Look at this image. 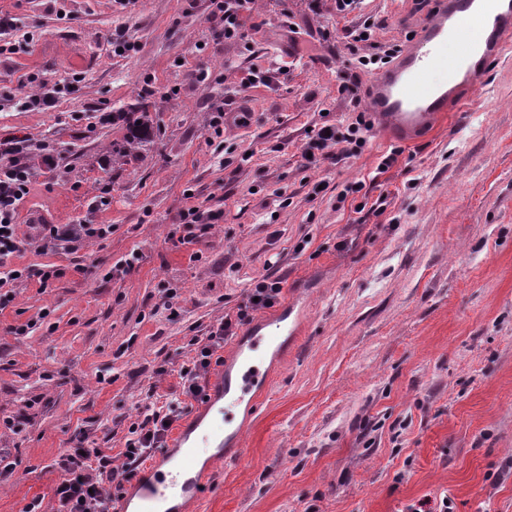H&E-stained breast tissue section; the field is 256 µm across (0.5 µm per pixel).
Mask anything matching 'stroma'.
<instances>
[{"instance_id": "1", "label": "stroma", "mask_w": 512, "mask_h": 512, "mask_svg": "<svg viewBox=\"0 0 512 512\" xmlns=\"http://www.w3.org/2000/svg\"><path fill=\"white\" fill-rule=\"evenodd\" d=\"M432 2L362 0L342 18L336 0H257L246 36L228 42L207 0H0V21L25 34L0 56V141L64 157L49 171L31 156L20 209L107 230L43 253L19 227L12 265L63 274L22 282L0 309V449L16 464L0 476V512H54L50 464L64 449L122 463L147 393L191 414L179 377L191 339L265 276L281 280L299 334L256 409L238 411L242 456L213 461L184 512L420 500L436 512L444 498L449 512H512V46L432 131L370 133L335 164L303 157L312 129L354 122L339 87L373 76L356 56L407 45ZM367 21L369 40L351 43ZM121 40L133 50L116 53ZM278 67L286 81L240 88L242 74ZM28 74L72 90L54 108L21 107ZM215 102L228 115L218 138ZM142 104L153 143L113 152ZM192 206L217 220L182 245L174 217ZM169 288L173 320L158 311Z\"/></svg>"}]
</instances>
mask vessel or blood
Wrapping results in <instances>:
<instances>
[{
    "label": "vessel or blood",
    "mask_w": 512,
    "mask_h": 512,
    "mask_svg": "<svg viewBox=\"0 0 512 512\" xmlns=\"http://www.w3.org/2000/svg\"><path fill=\"white\" fill-rule=\"evenodd\" d=\"M510 36L512 0H435L433 12L418 23L400 59L378 72L368 86L374 131L413 135L432 126L464 88L482 84L488 65L501 58ZM452 38L467 48L454 59L448 56ZM439 71L449 72L447 83L434 82ZM290 316L285 305L273 320L248 329V342L234 347L228 367L181 430L164 465L137 479L136 494L126 496L116 512H162L174 500L199 499L204 474L196 469L198 459L205 454L214 459L239 455L238 434L230 429L235 411L254 403L267 387V356L286 353L289 337L298 333Z\"/></svg>",
    "instance_id": "b4317fda"
}]
</instances>
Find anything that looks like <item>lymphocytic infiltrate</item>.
Segmentation results:
<instances>
[{"mask_svg": "<svg viewBox=\"0 0 512 512\" xmlns=\"http://www.w3.org/2000/svg\"><path fill=\"white\" fill-rule=\"evenodd\" d=\"M208 9L210 17L223 21L225 40L235 41L245 36L247 24L255 14V0H209ZM371 127V122L361 112L346 130L334 127L327 132L317 131L313 145L323 151L325 159L331 161L339 155L354 157L365 146ZM35 151L43 156L47 165H58V155L45 144L38 145L26 139L14 138L0 147V289L13 287L17 281L29 279L33 275L26 268H8L7 261L20 249L17 215L29 185L36 176L27 161L28 156ZM36 231L44 248L52 250H73L78 244L103 236L101 229L89 224H40ZM280 292L278 283L264 279L258 281L252 290L253 302L225 313L208 336L192 338L195 355L180 370L184 395L196 399L203 397L201 380L214 354L223 348L234 328L250 321L252 311L272 306ZM179 415L177 402L160 406L156 401L145 400L139 408L136 421L128 429L124 460L118 466L114 465L111 455L99 448H70L61 451L53 462L59 474L55 489L58 503L55 512H111L113 489L122 488L125 482L136 476L152 450L165 441L170 424Z\"/></svg>", "mask_w": 512, "mask_h": 512, "instance_id": "1", "label": "lymphocytic infiltrate"}]
</instances>
